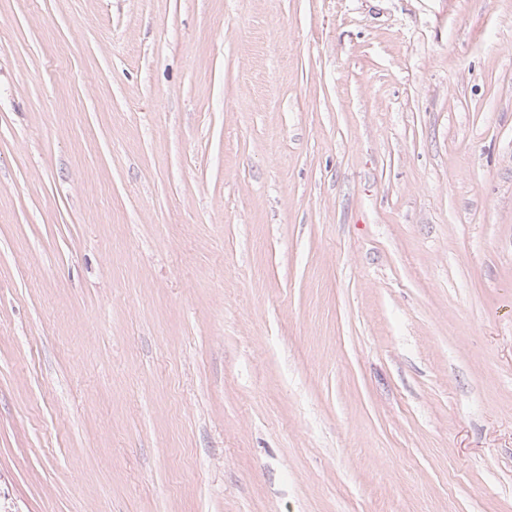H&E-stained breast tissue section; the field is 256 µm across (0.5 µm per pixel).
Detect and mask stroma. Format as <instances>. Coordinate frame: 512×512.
<instances>
[{
  "instance_id": "obj_1",
  "label": "stroma",
  "mask_w": 512,
  "mask_h": 512,
  "mask_svg": "<svg viewBox=\"0 0 512 512\" xmlns=\"http://www.w3.org/2000/svg\"><path fill=\"white\" fill-rule=\"evenodd\" d=\"M0 512H512V0H0Z\"/></svg>"
}]
</instances>
